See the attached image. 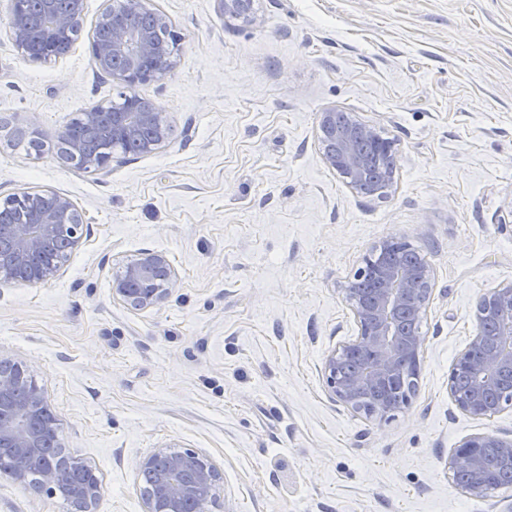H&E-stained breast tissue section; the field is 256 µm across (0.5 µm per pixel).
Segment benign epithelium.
Listing matches in <instances>:
<instances>
[{"instance_id":"1","label":"benign epithelium","mask_w":512,"mask_h":512,"mask_svg":"<svg viewBox=\"0 0 512 512\" xmlns=\"http://www.w3.org/2000/svg\"><path fill=\"white\" fill-rule=\"evenodd\" d=\"M225 17L239 19L250 16L252 0H218ZM47 22L40 35L43 49L34 46L31 35L20 24L25 0H11L7 28L17 52L33 63L55 61L65 53L54 51L63 38L74 40L79 34L75 20L55 9L56 0H40ZM148 0H106L92 31L90 46L97 68L106 74L124 100L122 110L113 109L112 102L98 103L68 124L56 137L62 144L59 159L77 162L86 172L101 174L112 167L114 153L106 150L90 157L83 156L78 129L87 126H108L112 137L138 139L142 155L175 144L167 113L152 99L134 93V88L160 80L177 63V32L170 19L152 12L153 29L136 22V15L147 8ZM320 140H333L335 147L323 151L324 164L348 180L349 185L367 176L365 161L356 142L375 140L388 151L393 143L382 138L370 125L347 117V124L336 125V110L319 113ZM10 202L27 214L21 224H2L0 233L7 235L9 247L0 250V278L9 283L45 284L57 277L68 254L84 237V218L76 204L67 196L51 189L23 191L10 197ZM372 272L380 281L375 299L358 297L344 289L358 326V336L331 349L323 360L325 385L331 397L355 414L384 419L410 404L409 398H392L391 390L405 372H418L419 354L424 339L416 331L401 330L398 316H421L429 302L432 278L427 286L416 287L417 271L412 267H397L364 263L360 272ZM177 285L176 272L168 257L158 251L145 250L122 262L112 275V298L138 310L162 305ZM497 313L505 326L499 332L500 347L483 350L484 336L476 332L469 345L457 356L451 373L468 370L474 377L471 390L451 396L463 412L474 417H492L508 407L486 401L503 376L512 378V283L482 295L475 305V319L482 323L489 312ZM15 365L0 359V450L20 461L42 452L47 438L60 440L57 417H45L48 407L44 389L33 386L21 397L17 392ZM499 449L501 461L512 467V439L492 435H475L461 442L448 457V470L455 474H470L461 489L474 497L485 498L496 474L494 465L486 459L484 449ZM68 458L44 469L38 487L41 493L54 496L68 481ZM158 469L153 489L143 495L144 512H184L188 503L196 505L194 512H212L220 474L208 458L191 449L172 446L158 448L135 461L136 472ZM99 482L88 483L72 492V512H93L100 495Z\"/></svg>"}]
</instances>
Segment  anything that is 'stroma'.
Here are the masks:
<instances>
[{
	"instance_id": "35a3bbf8",
	"label": "stroma",
	"mask_w": 512,
	"mask_h": 512,
	"mask_svg": "<svg viewBox=\"0 0 512 512\" xmlns=\"http://www.w3.org/2000/svg\"><path fill=\"white\" fill-rule=\"evenodd\" d=\"M59 61L18 55L0 0V118L54 135L113 100L87 37ZM182 41L138 86L178 146L91 174L0 135V199L51 188L86 234L49 283H0V358L45 390L67 454L102 481L94 512H143L134 462L167 445L209 456L215 512H512V488L463 493L448 455L512 437V408L461 411L448 379L479 297L512 283V0H150ZM333 108L396 145V186L365 197L323 162ZM425 258L418 392L389 420L334 401L327 352L358 327L343 290L388 238ZM170 258L177 286L137 311L112 297L119 262ZM0 512H70L0 477Z\"/></svg>"
}]
</instances>
